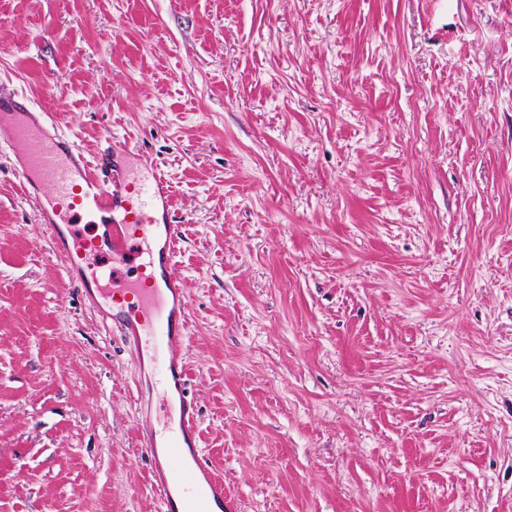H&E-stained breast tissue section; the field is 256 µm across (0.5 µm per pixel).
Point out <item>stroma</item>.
<instances>
[{"label": "stroma", "mask_w": 512, "mask_h": 512, "mask_svg": "<svg viewBox=\"0 0 512 512\" xmlns=\"http://www.w3.org/2000/svg\"><path fill=\"white\" fill-rule=\"evenodd\" d=\"M0 90L166 175L232 512H512V0H0ZM0 153V512H161L150 369Z\"/></svg>", "instance_id": "obj_1"}]
</instances>
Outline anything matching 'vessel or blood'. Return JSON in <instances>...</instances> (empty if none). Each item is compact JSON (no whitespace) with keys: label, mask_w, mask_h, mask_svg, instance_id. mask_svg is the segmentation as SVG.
I'll return each mask as SVG.
<instances>
[{"label":"vessel or blood","mask_w":512,"mask_h":512,"mask_svg":"<svg viewBox=\"0 0 512 512\" xmlns=\"http://www.w3.org/2000/svg\"><path fill=\"white\" fill-rule=\"evenodd\" d=\"M11 116L10 146L22 151L25 163L17 175L23 191L33 182L49 188L53 202L41 210L53 241V251L74 281L86 289L89 303L112 307L125 342L138 357L159 352L153 369L165 388L180 392L179 415L165 441L141 428L140 445L154 457L155 484L164 512H212L224 502V486L199 461H188L196 445V409L184 392L188 381L181 351L188 341L187 304L183 286L173 275L178 228L169 216L168 182L159 169L132 177L122 158L129 146L112 149L114 162L105 178L91 171L76 144L50 132L27 107L18 106L13 94L0 93V116ZM88 215L97 219L101 234L67 239L63 223ZM101 255L121 263H134L136 278L129 288L108 292L101 276H87V256Z\"/></svg>","instance_id":"obj_1"}]
</instances>
